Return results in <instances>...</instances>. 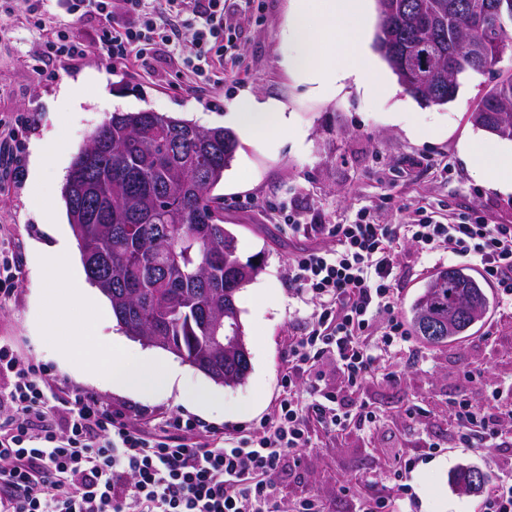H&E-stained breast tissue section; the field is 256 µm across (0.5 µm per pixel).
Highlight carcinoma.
Returning a JSON list of instances; mask_svg holds the SVG:
<instances>
[{"label": "carcinoma", "mask_w": 512, "mask_h": 512, "mask_svg": "<svg viewBox=\"0 0 512 512\" xmlns=\"http://www.w3.org/2000/svg\"><path fill=\"white\" fill-rule=\"evenodd\" d=\"M383 53L406 91L445 105L470 72L498 71L473 124L512 141V0H377ZM238 147L234 132L152 110L113 112L79 150L63 201L92 284L126 334L169 351L215 383L236 386L251 369L236 303L259 273L242 260L212 195ZM488 307L483 284L460 267L425 285L410 326L430 346L467 335ZM470 467L452 478L477 494Z\"/></svg>", "instance_id": "carcinoma-1"}]
</instances>
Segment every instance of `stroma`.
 Returning a JSON list of instances; mask_svg holds the SVG:
<instances>
[{"mask_svg": "<svg viewBox=\"0 0 512 512\" xmlns=\"http://www.w3.org/2000/svg\"><path fill=\"white\" fill-rule=\"evenodd\" d=\"M294 0H236L231 23L236 28L238 72H225L223 86L203 92L183 89L177 53H163L154 72L112 70L97 52L61 66L46 78L26 62L32 38L22 28L0 39V118L26 109L30 122L22 136V157L30 159L35 143L66 134L69 147L58 156L59 174L42 181V198L29 190V169L14 175L0 168V248L17 252L21 266L16 291L0 303V339L14 344L22 358L44 365L59 397L79 390L105 406L120 410L135 427L157 432L160 424L190 409L176 396L135 399L112 391L45 350L39 341L42 284L38 266L54 244L45 224L67 222L62 189L78 150L113 112L153 110L199 126L237 131L234 119L248 99L274 101L288 116L286 127L266 137L239 134L235 157L214 193L224 204V223L238 239L242 258L261 265L257 277L237 297L251 371L244 383L221 387L197 369L193 380L219 392L224 410L199 414L203 438L209 432L229 435L272 415L282 393L291 337L305 335L307 309L288 283V262L307 248L331 247L323 237L289 230L276 207L286 204L306 224H349L368 210L379 223L400 224L408 210L423 209L448 223L479 219L512 224V192L490 186L466 151L477 140L487 152L511 149L512 141L484 132L470 120L472 110L494 83L490 73H469L460 80L454 101L427 106L399 86L375 45L379 16L376 0L359 18L366 32L363 53L349 52L357 66L373 61L370 86L345 81L321 92L293 72L288 63V30ZM78 85L79 98L62 92ZM52 199L45 207L44 199ZM398 312L408 316L422 285L439 270L455 266L452 257L421 258L406 244L399 258ZM493 321H481L471 336L452 346L430 347L412 341L394 353L395 379L368 381L347 396L345 407L367 405L377 414L373 427L352 423L340 434L311 426V446L300 461H284L276 478L277 500L287 512L294 500L317 496L325 512H362L370 497L388 485L398 458L416 460L408 482L414 512H476L479 495L456 491L451 479L462 466L485 471L491 483L512 476L488 448H452L453 425L448 403L465 393L482 399L484 384L463 385V367L485 370L489 381H512V307L489 297ZM422 416L409 419L413 407Z\"/></svg>", "mask_w": 512, "mask_h": 512, "instance_id": "35a3bbf8", "label": "stroma"}]
</instances>
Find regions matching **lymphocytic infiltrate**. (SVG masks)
<instances>
[{"mask_svg":"<svg viewBox=\"0 0 512 512\" xmlns=\"http://www.w3.org/2000/svg\"><path fill=\"white\" fill-rule=\"evenodd\" d=\"M61 12L69 23H58ZM0 16L20 18L38 35L32 59L43 73L92 48L112 68L148 70L164 47L185 40L182 74L199 91L220 82L218 63L236 59L227 0H0ZM87 19L97 24L91 44L75 29ZM301 230L334 245L288 264L289 282L311 306L310 329L290 343L284 396L252 435L192 440L195 422L180 417L149 435L82 392L70 401L66 431L57 432L46 369L0 342V512H278L274 479L285 456L309 447L311 422L337 432L352 419L373 420L364 405L349 416L346 393L396 375L387 358L411 338L397 313L404 242L425 257L447 251L475 263L481 280L512 301V224H439L417 209L403 224L362 211L351 224ZM327 360L341 385L327 384ZM448 414L456 445L512 447V391L491 386L479 401L459 395Z\"/></svg>","mask_w":512,"mask_h":512,"instance_id":"1","label":"lymphocytic infiltrate"}]
</instances>
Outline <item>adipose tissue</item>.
<instances>
[{
  "label": "adipose tissue",
  "mask_w": 512,
  "mask_h": 512,
  "mask_svg": "<svg viewBox=\"0 0 512 512\" xmlns=\"http://www.w3.org/2000/svg\"><path fill=\"white\" fill-rule=\"evenodd\" d=\"M366 0H327V14L321 26L320 34H313L306 21H299L292 38L295 44L291 64L298 74L324 90L337 87L351 80L363 85L368 81V70L347 62L343 56L349 49H362L364 30L360 27H345V20L363 15ZM337 38L342 48L341 54H329L317 57L316 45L319 39Z\"/></svg>",
  "instance_id": "1"
}]
</instances>
